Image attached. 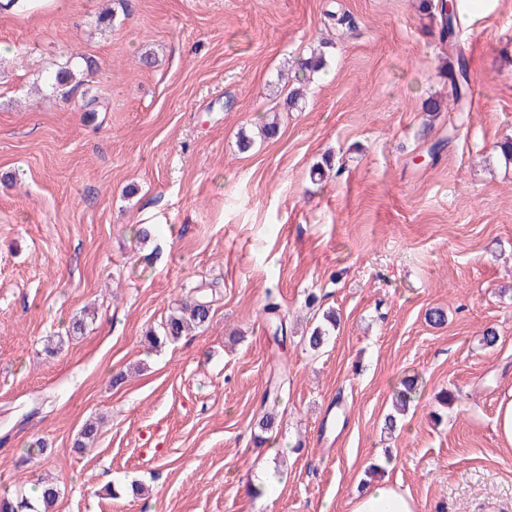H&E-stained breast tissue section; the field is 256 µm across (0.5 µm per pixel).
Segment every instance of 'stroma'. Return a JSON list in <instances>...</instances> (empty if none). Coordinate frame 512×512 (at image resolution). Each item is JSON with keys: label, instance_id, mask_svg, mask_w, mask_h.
I'll list each match as a JSON object with an SVG mask.
<instances>
[{"label": "stroma", "instance_id": "stroma-1", "mask_svg": "<svg viewBox=\"0 0 512 512\" xmlns=\"http://www.w3.org/2000/svg\"><path fill=\"white\" fill-rule=\"evenodd\" d=\"M336 9L349 26L329 24ZM459 19L458 105L422 0L0 9V491L53 479V512H348L375 464L416 512H512L496 424L512 395V164L496 150L512 137V0ZM320 46L326 67L289 106L283 74ZM65 67L84 72L67 97ZM271 114L277 135L258 137ZM211 282L210 323L151 348L146 331ZM283 372L286 407L256 447ZM413 374L424 389L384 433ZM264 468L278 490L247 494ZM323 320L325 323L316 325L306 336H303L304 341H306L311 350L317 351L328 343L332 336L331 332L335 330L336 327V311L329 309L324 312Z\"/></svg>", "mask_w": 512, "mask_h": 512}]
</instances>
